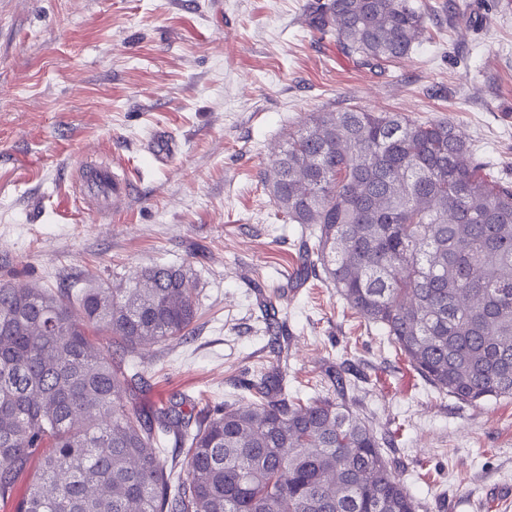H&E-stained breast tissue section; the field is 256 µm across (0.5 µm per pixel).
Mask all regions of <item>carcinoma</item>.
Listing matches in <instances>:
<instances>
[{
  "instance_id": "1",
  "label": "carcinoma",
  "mask_w": 512,
  "mask_h": 512,
  "mask_svg": "<svg viewBox=\"0 0 512 512\" xmlns=\"http://www.w3.org/2000/svg\"><path fill=\"white\" fill-rule=\"evenodd\" d=\"M426 10L309 0L306 16L380 67L426 38ZM274 170L279 217L312 237L302 269L320 266L436 390L462 405L512 397V183L451 122L319 112ZM139 281L118 293L91 279L76 294L0 284L1 502L38 455L15 512H417L383 439L328 396L288 398L281 373L247 383L246 407L143 414L129 361L142 344L187 339L198 292L180 267ZM91 328L111 348H95ZM163 438L182 453L168 458Z\"/></svg>"
}]
</instances>
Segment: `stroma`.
I'll use <instances>...</instances> for the list:
<instances>
[{
    "label": "stroma",
    "mask_w": 512,
    "mask_h": 512,
    "mask_svg": "<svg viewBox=\"0 0 512 512\" xmlns=\"http://www.w3.org/2000/svg\"><path fill=\"white\" fill-rule=\"evenodd\" d=\"M306 2L0 0V282L125 288L147 266L191 269L187 339L138 349L141 409L209 416L276 370L383 437L419 512H512V398L457 403L324 275L296 281L301 229L266 187L290 133L350 106L450 120L512 181V0H462L472 22L454 28L452 0H427L426 40L376 68L313 32ZM119 161L126 207L81 206L77 169Z\"/></svg>",
    "instance_id": "35a3bbf8"
}]
</instances>
